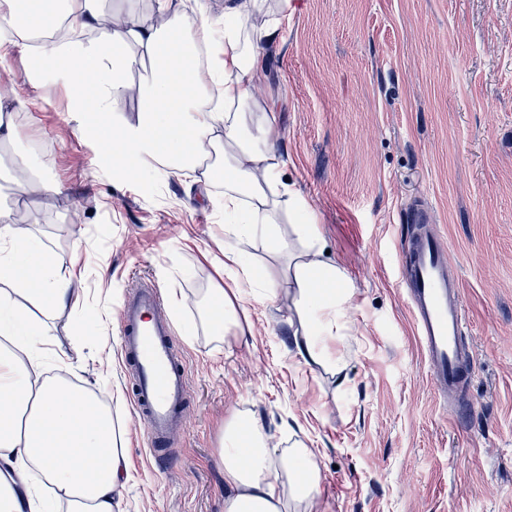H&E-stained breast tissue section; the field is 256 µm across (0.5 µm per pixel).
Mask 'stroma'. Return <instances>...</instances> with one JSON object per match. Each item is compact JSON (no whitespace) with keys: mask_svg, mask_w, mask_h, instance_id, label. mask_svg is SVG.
<instances>
[{"mask_svg":"<svg viewBox=\"0 0 512 512\" xmlns=\"http://www.w3.org/2000/svg\"><path fill=\"white\" fill-rule=\"evenodd\" d=\"M265 53L255 92L278 103L285 173L357 290L347 340L323 342L345 361L335 376L296 355L291 289L246 298L250 335H217L201 317L213 286L202 254L224 241L220 212L176 179L101 164L61 82L36 78L21 48L0 66L19 135L9 163L64 187L16 198L0 163V202L83 275L81 314L46 323L69 380L103 397L124 434L122 512H224L219 453L236 414L280 451L316 450L319 512H512V0H293ZM17 94L38 107L12 106ZM414 203L449 246L474 360L445 404L401 287ZM141 278L161 291L189 377L158 464L119 355V308Z\"/></svg>","mask_w":512,"mask_h":512,"instance_id":"35a3bbf8","label":"stroma"}]
</instances>
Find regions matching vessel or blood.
<instances>
[{
  "instance_id": "obj_1",
  "label": "vessel or blood",
  "mask_w": 512,
  "mask_h": 512,
  "mask_svg": "<svg viewBox=\"0 0 512 512\" xmlns=\"http://www.w3.org/2000/svg\"><path fill=\"white\" fill-rule=\"evenodd\" d=\"M405 217L420 227L406 247V302L430 378L445 397L464 384L471 369L462 348L466 315L460 281L443 237L430 228L431 211L419 206L407 210ZM119 321L120 349L133 378L132 403L158 449L169 445L180 425L189 387L159 288L144 284L133 289L121 306Z\"/></svg>"
}]
</instances>
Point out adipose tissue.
<instances>
[{"label":"adipose tissue","mask_w":512,"mask_h":512,"mask_svg":"<svg viewBox=\"0 0 512 512\" xmlns=\"http://www.w3.org/2000/svg\"><path fill=\"white\" fill-rule=\"evenodd\" d=\"M291 8L292 0H224L214 20L186 12L182 0H151L142 10L110 9L105 0H0V64L5 46H20L39 73L61 79L70 109L84 116L83 133L111 145L119 172H155L191 189L204 164L223 170L215 202L224 249L208 262L224 284L205 298L208 319L221 333L244 335V289L272 297L292 288L297 354L338 373L342 359L317 340L344 339L355 289L327 255L313 206L285 179L273 105L253 93L266 74L265 49ZM254 235L264 239L268 262H249L240 249L242 237ZM81 283L0 206V512H39L27 483L34 468L66 512H119L128 465L108 408L92 391L43 374L51 342L42 317L81 312ZM224 436L240 442L219 454L231 489L224 512H286L292 500L313 512V449L299 441L278 452L257 420L238 416Z\"/></svg>","instance_id":"adipose-tissue-1"}]
</instances>
